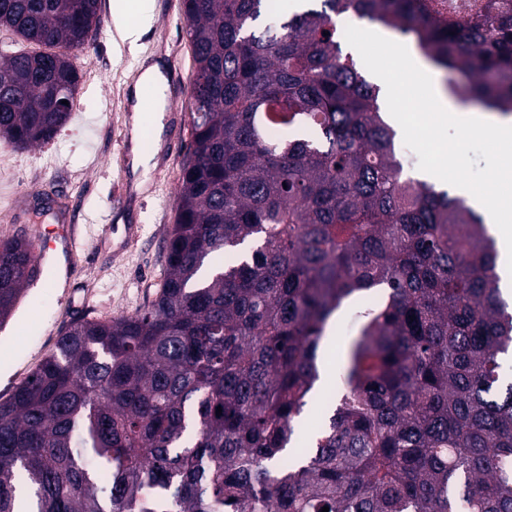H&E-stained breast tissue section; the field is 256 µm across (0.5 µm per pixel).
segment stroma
Segmentation results:
<instances>
[{"label":"stroma","mask_w":512,"mask_h":512,"mask_svg":"<svg viewBox=\"0 0 512 512\" xmlns=\"http://www.w3.org/2000/svg\"><path fill=\"white\" fill-rule=\"evenodd\" d=\"M112 2L100 0L97 32L69 53L79 84L66 125L35 148L18 149L0 138V240L49 239L66 223L75 234L74 250L63 253L74 270L65 287H54L55 267L44 261L37 287L0 325V400L54 349L73 318L109 319L147 309L161 283L181 164L191 144V106L180 99L181 88L194 78L190 40L180 7L152 0L155 21L141 37L138 55H131L116 31ZM144 62L163 70L164 112L154 108L153 89L134 96ZM137 104L140 147L154 156L145 170L134 169L129 141ZM157 123L163 126L158 138ZM132 224L139 227L135 239L128 232ZM380 301L376 294L359 297L333 319L329 392L342 387L334 369L364 322L363 310Z\"/></svg>","instance_id":"stroma-1"}]
</instances>
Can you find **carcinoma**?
<instances>
[{"mask_svg": "<svg viewBox=\"0 0 512 512\" xmlns=\"http://www.w3.org/2000/svg\"><path fill=\"white\" fill-rule=\"evenodd\" d=\"M310 2L280 17L271 0H183L192 150L161 289L135 314L74 320L0 402V512H512V304L495 240L460 198L407 175L336 23L412 38L458 74L460 101L511 115L512 13ZM98 9L0 0V27L41 47L0 59L1 138L26 149L67 123V51ZM36 263L33 242L0 243V320ZM369 292L385 302L301 446L326 327Z\"/></svg>", "mask_w": 512, "mask_h": 512, "instance_id": "carcinoma-1", "label": "carcinoma"}]
</instances>
